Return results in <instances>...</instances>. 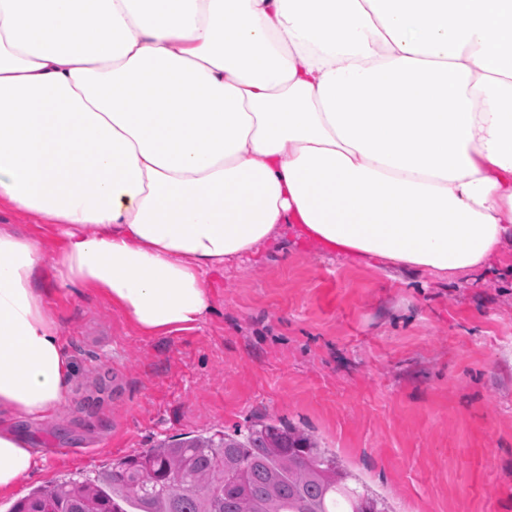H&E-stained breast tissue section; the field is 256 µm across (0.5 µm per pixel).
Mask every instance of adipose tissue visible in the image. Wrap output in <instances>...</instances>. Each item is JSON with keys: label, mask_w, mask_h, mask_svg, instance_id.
Listing matches in <instances>:
<instances>
[{"label": "adipose tissue", "mask_w": 512, "mask_h": 512, "mask_svg": "<svg viewBox=\"0 0 512 512\" xmlns=\"http://www.w3.org/2000/svg\"><path fill=\"white\" fill-rule=\"evenodd\" d=\"M0 407L69 366L36 281L141 332L195 327L210 272L290 238L441 277L512 268V0H0ZM38 461L0 428V492ZM40 216L22 212L8 206L0 209V225L9 224L10 227L31 236L40 242L47 253H52L65 244V237L61 235L55 224Z\"/></svg>", "instance_id": "1"}]
</instances>
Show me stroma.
<instances>
[{"mask_svg": "<svg viewBox=\"0 0 512 512\" xmlns=\"http://www.w3.org/2000/svg\"><path fill=\"white\" fill-rule=\"evenodd\" d=\"M40 242L48 220L0 208ZM38 285L68 393L48 418L0 410L41 465L17 495L94 478L112 459L260 421L312 433L390 512H512V278L440 280L293 244L227 265L193 329L147 336L100 291Z\"/></svg>", "mask_w": 512, "mask_h": 512, "instance_id": "35a3bbf8", "label": "stroma"}]
</instances>
